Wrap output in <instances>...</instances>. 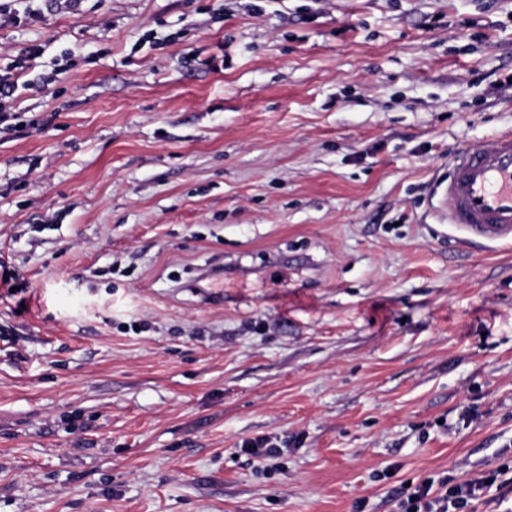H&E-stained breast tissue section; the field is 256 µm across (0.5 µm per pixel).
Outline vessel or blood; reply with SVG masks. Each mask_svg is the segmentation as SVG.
<instances>
[{"mask_svg":"<svg viewBox=\"0 0 512 512\" xmlns=\"http://www.w3.org/2000/svg\"><path fill=\"white\" fill-rule=\"evenodd\" d=\"M436 211L475 239L512 240V133L456 150Z\"/></svg>","mask_w":512,"mask_h":512,"instance_id":"1","label":"vessel or blood"}]
</instances>
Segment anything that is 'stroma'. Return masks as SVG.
I'll list each match as a JSON object with an SVG mask.
<instances>
[{"label":"stroma","mask_w":512,"mask_h":512,"mask_svg":"<svg viewBox=\"0 0 512 512\" xmlns=\"http://www.w3.org/2000/svg\"><path fill=\"white\" fill-rule=\"evenodd\" d=\"M32 44L0 512H398L512 460V244L434 210L512 132V0H86Z\"/></svg>","instance_id":"obj_1"}]
</instances>
